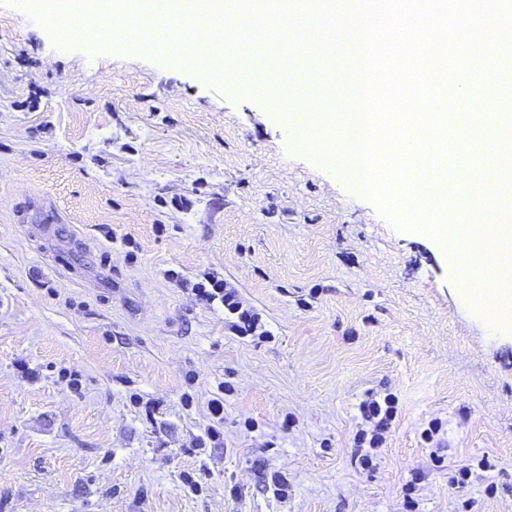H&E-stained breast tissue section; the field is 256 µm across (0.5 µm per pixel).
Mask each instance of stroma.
<instances>
[{
  "label": "stroma",
  "instance_id": "1",
  "mask_svg": "<svg viewBox=\"0 0 512 512\" xmlns=\"http://www.w3.org/2000/svg\"><path fill=\"white\" fill-rule=\"evenodd\" d=\"M322 148L0 5V512H512V341ZM371 396L396 414L365 467ZM207 284L209 288L204 283H197L195 285L196 288H193V290L196 291L197 296L209 304L218 300L229 313L238 315L239 320L245 325V332L253 331L256 320L253 319L249 311L242 310L240 302L235 298L234 292L226 291V289L224 291V283L221 280H207Z\"/></svg>",
  "mask_w": 512,
  "mask_h": 512
}]
</instances>
